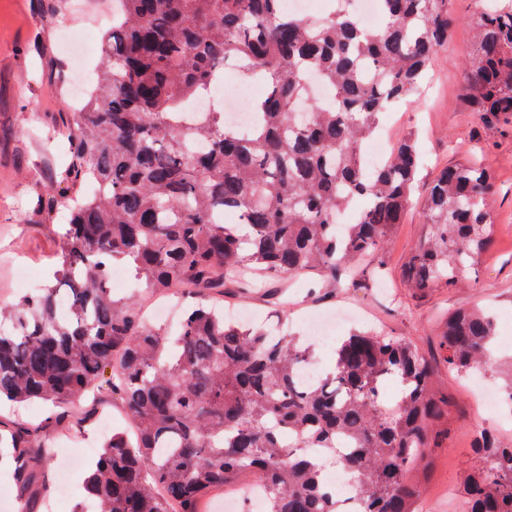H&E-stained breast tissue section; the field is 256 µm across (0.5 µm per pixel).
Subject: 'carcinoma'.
I'll list each match as a JSON object with an SVG mask.
<instances>
[{"label":"carcinoma","instance_id":"obj_1","mask_svg":"<svg viewBox=\"0 0 512 512\" xmlns=\"http://www.w3.org/2000/svg\"><path fill=\"white\" fill-rule=\"evenodd\" d=\"M363 27L347 0L322 17L283 0H112L99 80L68 113V162L33 212H69L55 283L0 307V402L50 407L47 424L0 421L17 512L50 507V430L80 427L69 408L92 391L120 401L134 431L112 434L84 479L93 512H204L216 487L246 477L268 512H414L417 462L436 447L448 401L417 340L352 334L309 386L316 363L298 336L224 318V285L248 292L268 275L336 281L378 254L411 203L419 155L408 136L370 172L364 143L379 114L420 88L457 22L450 0H379ZM475 50L464 100L482 119L512 123V0H476ZM233 62L265 92L256 123L222 109L191 113ZM331 89L321 101L309 80ZM489 170L471 161L433 180L426 237L405 265L417 293L454 288L493 245ZM352 224L340 218L352 209ZM232 212L238 223H224ZM131 260L134 282L161 296L181 285L193 303L174 329L110 288ZM495 320L448 317L439 346L448 370L492 360ZM399 385L392 404L385 384ZM462 476L464 512H512V443L475 434ZM332 456L355 482L352 505L325 483Z\"/></svg>","mask_w":512,"mask_h":512}]
</instances>
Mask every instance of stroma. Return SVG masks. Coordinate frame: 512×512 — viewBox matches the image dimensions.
Instances as JSON below:
<instances>
[{"label": "stroma", "instance_id": "35a3bbf8", "mask_svg": "<svg viewBox=\"0 0 512 512\" xmlns=\"http://www.w3.org/2000/svg\"><path fill=\"white\" fill-rule=\"evenodd\" d=\"M64 2V17L50 23L44 16L47 0H0V304L16 302L25 293L16 277L19 269H27L38 284L54 281L65 219L48 222L32 212L37 195L66 161L62 147L48 146L47 140L62 136V114L76 111L82 87L93 84L101 39L112 24V0ZM451 6L458 17L454 35L430 67L424 91L379 116L381 137L393 143L413 136L423 154L416 201L383 256L385 273L377 274L375 261L366 260L360 264L356 288L275 276L246 297L233 286L224 289L225 311H248L260 322L274 321L273 300L281 294L295 331H303L309 315L328 310L347 317L340 335L373 328L419 342L436 364V392L450 407L447 434L431 450L427 469L416 472L428 512H457L451 494L472 458L476 426L512 439V410L502 405L492 412L485 406L501 385L495 366H487L480 377L464 378L448 370L439 349L438 334L448 314L479 305L496 319L502 356L512 355V128L483 122L462 104L461 64L474 49L467 19L475 3L451 0ZM467 158L481 160L494 177L493 248L482 260L477 279L413 293L404 284L403 269L427 231L422 205L426 187L440 169ZM90 412L96 419L84 432H62L53 439L57 466L71 469L70 498L56 503L53 512H73L74 503L82 499L84 468L75 459L79 449L99 446L104 435L100 417L121 416L117 405L93 395L71 409L76 419Z\"/></svg>", "mask_w": 512, "mask_h": 512}]
</instances>
